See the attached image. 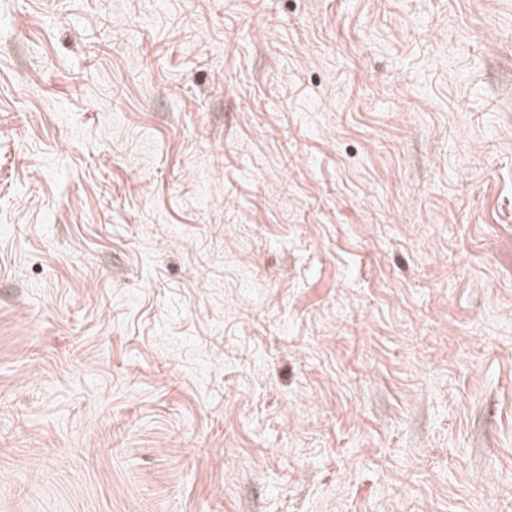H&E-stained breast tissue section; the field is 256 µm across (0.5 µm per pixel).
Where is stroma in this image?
I'll return each mask as SVG.
<instances>
[{
	"label": "stroma",
	"mask_w": 512,
	"mask_h": 512,
	"mask_svg": "<svg viewBox=\"0 0 512 512\" xmlns=\"http://www.w3.org/2000/svg\"><path fill=\"white\" fill-rule=\"evenodd\" d=\"M0 512H512V0H0Z\"/></svg>",
	"instance_id": "1"
}]
</instances>
